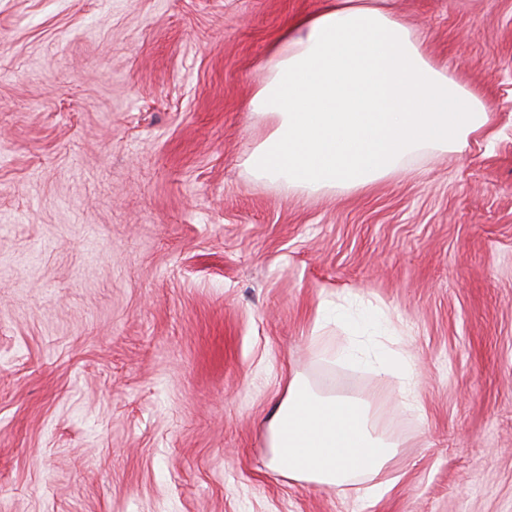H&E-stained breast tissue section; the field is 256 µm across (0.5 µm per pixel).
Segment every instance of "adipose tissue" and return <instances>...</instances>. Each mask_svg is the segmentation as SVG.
Segmentation results:
<instances>
[{"instance_id":"adipose-tissue-1","label":"adipose tissue","mask_w":512,"mask_h":512,"mask_svg":"<svg viewBox=\"0 0 512 512\" xmlns=\"http://www.w3.org/2000/svg\"><path fill=\"white\" fill-rule=\"evenodd\" d=\"M425 37L384 0H318L274 40L250 111L269 124L246 153L258 177L306 192L349 194L407 171L430 150H461L487 129L491 108L424 50ZM323 356L370 369L408 408L419 410V373L398 331L365 298L347 306L323 297L316 323ZM270 467L339 488L378 474L399 445L378 429L364 399L315 390L292 377L267 423Z\"/></svg>"}]
</instances>
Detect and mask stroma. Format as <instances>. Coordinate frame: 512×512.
Masks as SVG:
<instances>
[{
  "mask_svg": "<svg viewBox=\"0 0 512 512\" xmlns=\"http://www.w3.org/2000/svg\"><path fill=\"white\" fill-rule=\"evenodd\" d=\"M317 0H0V512H512V0H393L491 138L350 195L258 179L260 60ZM381 306L421 413L314 338ZM400 442L271 471L289 376Z\"/></svg>",
  "mask_w": 512,
  "mask_h": 512,
  "instance_id": "stroma-1",
  "label": "stroma"
}]
</instances>
